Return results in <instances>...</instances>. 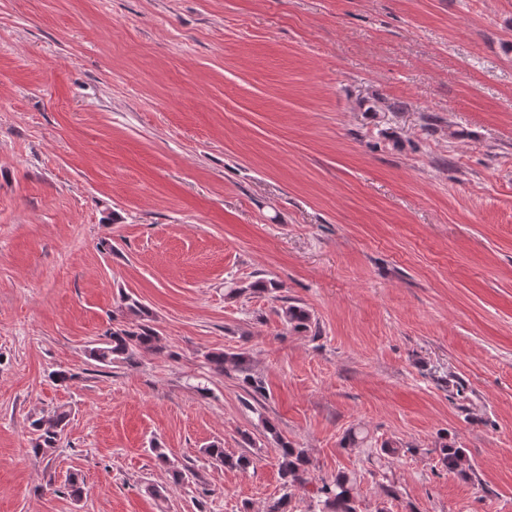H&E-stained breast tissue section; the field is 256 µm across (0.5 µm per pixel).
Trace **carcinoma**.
<instances>
[{
	"label": "carcinoma",
	"mask_w": 512,
	"mask_h": 512,
	"mask_svg": "<svg viewBox=\"0 0 512 512\" xmlns=\"http://www.w3.org/2000/svg\"><path fill=\"white\" fill-rule=\"evenodd\" d=\"M124 308L134 317L129 326L116 328L105 332L90 348L89 356L101 367H110L114 363H135V357L142 351H157L161 349V336L156 328L148 323L149 311L145 305L131 297L124 298ZM284 319L294 329L309 328L310 315L301 306L290 305L284 310ZM212 371L222 374L226 366L243 370L244 356L226 354L222 351L212 352L206 356ZM69 414L57 410L50 417H39L32 420L31 427L37 438L32 442L34 455L45 454L55 447L65 427L68 425ZM157 464L166 468L171 474L172 482L181 485L196 477L187 466L179 468L171 461L166 449H153ZM204 454L215 462L229 469H243L249 465L244 457L234 458L224 454V449L216 444L204 449ZM280 471L283 480L284 493L268 509V512H288L291 502L290 489L298 486L307 489L310 485L309 466L311 461L302 448H295L285 441L280 442ZM442 464L451 473L469 476L466 464L465 450L452 444L440 448ZM314 498L321 505L319 512H357V492L355 483L346 474H339L331 481H324L312 489Z\"/></svg>",
	"instance_id": "cac0c4a2"
}]
</instances>
